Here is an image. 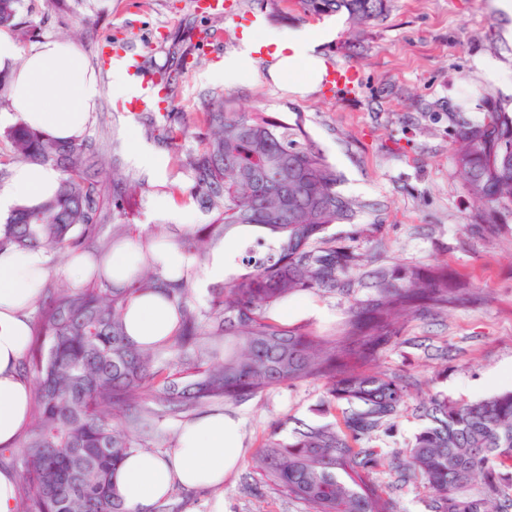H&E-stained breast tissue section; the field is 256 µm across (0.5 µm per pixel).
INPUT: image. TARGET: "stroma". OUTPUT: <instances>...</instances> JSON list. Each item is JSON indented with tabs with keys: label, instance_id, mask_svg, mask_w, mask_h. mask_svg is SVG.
Masks as SVG:
<instances>
[{
	"label": "stroma",
	"instance_id": "stroma-1",
	"mask_svg": "<svg viewBox=\"0 0 512 512\" xmlns=\"http://www.w3.org/2000/svg\"><path fill=\"white\" fill-rule=\"evenodd\" d=\"M232 2L223 19L197 14L192 0H23L21 18L35 36L17 46L26 53L62 39L83 52L103 94L82 137L141 185L123 223L163 233L210 217L189 197L190 175L170 148L147 135L143 119L127 112L124 100L113 99L99 44L126 39L149 71L168 63L169 47L184 54L188 67L176 80L169 116L172 125L187 127L181 142L187 152L199 145L200 102L216 87L208 74L240 49L250 15L260 14L267 29L326 31L320 54L327 63L357 67L354 89L331 94L321 87L302 97L265 79L229 88V95L239 111L300 126L340 173L339 192L358 208L350 223L329 228L326 241L397 275L447 268L470 294L466 304L398 321L369 367L401 375L408 397L390 429L364 437L362 446L383 453L407 447L423 425L417 394L475 401L512 390V217L483 223L453 162L460 118L482 119L491 102L512 113V36L506 33L512 19L494 0H391L382 20L359 31L345 14L309 17L292 0ZM192 26L209 28L211 38L188 36ZM488 64L506 85L484 79ZM353 277L350 293L300 292L276 308L274 319L337 335L350 307L376 295L361 270ZM324 399V380L308 379L224 403V414L240 422L243 450L238 468L224 480V512H309L305 502L255 471L252 458L270 435L282 439L309 425L342 424L341 408L324 406ZM367 481L394 498L397 512H428L421 483L397 484L381 467L371 469Z\"/></svg>",
	"mask_w": 512,
	"mask_h": 512
}]
</instances>
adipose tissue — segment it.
<instances>
[{"label": "adipose tissue", "mask_w": 512, "mask_h": 512, "mask_svg": "<svg viewBox=\"0 0 512 512\" xmlns=\"http://www.w3.org/2000/svg\"><path fill=\"white\" fill-rule=\"evenodd\" d=\"M314 29H257L244 36L242 50L225 57L212 79L234 87L252 77V54L270 49L268 75L302 95L315 91L324 74ZM20 69L12 77V109L33 129L63 140L81 136L102 95L83 53L71 43L48 41L27 55L0 33V69ZM60 172L32 162L13 166L0 188V211L32 208L50 198ZM48 259L38 249L0 253V447L14 446L30 422L32 384L19 364L31 335L30 310L41 298ZM177 323L173 306L162 297L137 294L127 309L131 343L147 347L169 337ZM239 423L216 412L185 422L173 448L161 454L136 452L117 467L113 482L130 512H152L177 487L219 491L225 475L241 460Z\"/></svg>", "instance_id": "1"}]
</instances>
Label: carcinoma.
<instances>
[{"mask_svg":"<svg viewBox=\"0 0 512 512\" xmlns=\"http://www.w3.org/2000/svg\"><path fill=\"white\" fill-rule=\"evenodd\" d=\"M390 0H297L309 16L343 12L357 24L386 16ZM21 0H0V28L30 36L17 16ZM199 147L178 156L190 172L188 193L211 220L184 233L179 247L192 268H165V241L134 224L112 227V247L134 239L139 256L121 278L93 273L79 287L54 289L39 308L22 361L33 377L35 423L20 454L23 492L15 512H128L112 483L120 462L149 450L158 411L190 413L309 378L327 381L329 401L346 404L344 427L271 435L254 468L311 512H395L364 475L381 466L399 481H420L430 512H512V391L473 402L431 397L417 411L425 424L406 448L379 454L361 440L400 413L408 383L363 369L391 338L396 317L412 308H444L469 300L448 284V270L378 275V298L354 308L339 336L288 327L270 317L293 294L334 293L349 285L357 259L334 247L314 251L328 228L349 221L356 203L337 191L340 176L299 127L248 115L214 92L201 103ZM150 133L172 149L184 131ZM14 162L52 165L62 173L55 196L11 211L0 224V251L40 249L50 259L76 253L103 223V159L91 143L60 142L17 121L0 132ZM455 167L468 193L495 215L512 210V115L496 108L482 122L461 120ZM135 186L112 180V211L122 213ZM243 238L230 274L195 302L196 273L211 249ZM161 294L176 309L172 337L148 350L127 338L126 311L135 294Z\"/></svg>","mask_w":512,"mask_h":512,"instance_id":"1","label":"carcinoma"}]
</instances>
